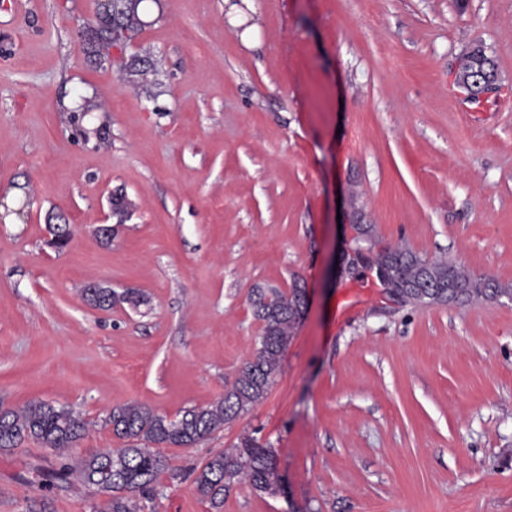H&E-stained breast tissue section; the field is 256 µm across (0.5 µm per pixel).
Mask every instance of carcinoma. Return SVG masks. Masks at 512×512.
Here are the masks:
<instances>
[{
    "mask_svg": "<svg viewBox=\"0 0 512 512\" xmlns=\"http://www.w3.org/2000/svg\"><path fill=\"white\" fill-rule=\"evenodd\" d=\"M143 0H112V19L99 20L95 27L108 38L91 42L93 53L102 57L109 53L114 41H129L144 26L139 8ZM478 68L496 77L493 58L484 50H473L462 57L459 84L471 91L467 83L469 71ZM379 258L396 261L409 284L422 279L451 283L459 293L458 303L465 304L494 297H512V285L502 284L491 277H477L470 271L442 260H430L409 247L388 248ZM273 296L265 299V289L255 287L250 304L256 320L262 322L258 347L247 360L224 396L207 406L188 407L171 419L147 404L139 402L117 406L106 416L105 424L113 435L124 441L121 448H105L77 459L63 469L66 476H76L83 485L95 489L104 498L102 512H143L144 500L160 473L168 469V460L159 452L161 447H193L224 429V425L260 404L279 375L288 345L300 322V307L304 305L302 288L293 282L282 291L272 289ZM94 308L107 311L123 303H140L133 291L110 293L96 290L86 297ZM83 415L64 406L46 402H31L23 407L0 413V450L18 447L26 440L41 443L56 452L78 445L88 430ZM276 451L259 445L244 435L232 448L217 452L195 469V484L210 508L218 509L237 486L248 485L269 495L279 491L275 476Z\"/></svg>",
    "mask_w": 512,
    "mask_h": 512,
    "instance_id": "1",
    "label": "carcinoma"
}]
</instances>
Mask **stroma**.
<instances>
[{
  "instance_id": "35a3bbf8",
  "label": "stroma",
  "mask_w": 512,
  "mask_h": 512,
  "mask_svg": "<svg viewBox=\"0 0 512 512\" xmlns=\"http://www.w3.org/2000/svg\"><path fill=\"white\" fill-rule=\"evenodd\" d=\"M141 8L103 60L81 34L95 0H0V401L81 412L73 456L119 447L112 407L219 398L261 334L251 288L298 279L310 306L267 398L165 449L144 512H212L192 469L247 433L284 491L242 485L219 512H512V300L413 307L369 269L329 277L337 209L355 204L377 248L512 283V0ZM478 46L498 70L480 105L455 82ZM133 55L156 72L143 93ZM92 282L143 302L96 310ZM65 462L0 452V512H96Z\"/></svg>"
}]
</instances>
